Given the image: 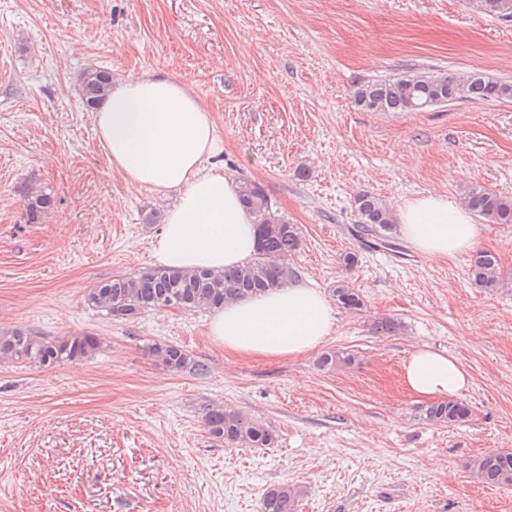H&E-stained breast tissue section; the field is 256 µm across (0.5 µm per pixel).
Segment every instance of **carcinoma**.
I'll return each mask as SVG.
<instances>
[{"instance_id":"1","label":"carcinoma","mask_w":512,"mask_h":512,"mask_svg":"<svg viewBox=\"0 0 512 512\" xmlns=\"http://www.w3.org/2000/svg\"><path fill=\"white\" fill-rule=\"evenodd\" d=\"M112 73L88 69L80 78V92L87 108L96 109L108 94ZM353 101L366 112L383 115L418 112L446 106L462 100L499 101L512 98V84L493 80L480 72L446 74L410 66L388 77L368 78L353 89ZM19 192L26 200V221L39 223L54 206V196L24 182ZM241 205L255 219L260 246L241 265L215 272L207 269L177 270L145 268L137 273L115 276L99 283L87 297L96 308L106 311L114 320H131L138 315L158 310L172 303L184 310H214L229 300H239L282 288L294 271L288 256L299 251L302 244L300 228L276 217L269 198L260 186L243 182L238 186ZM461 205L492 224H512V200L484 187L468 188ZM359 224L356 233L375 245L393 246L397 225L395 211L375 194L362 191L354 197ZM468 278L479 288H495L501 281L497 254L481 249L470 256ZM336 303L346 310H359L363 299L344 283L333 289ZM100 347L98 337L91 334L48 340L22 328H0V358L38 368L61 362H78ZM149 352L167 369L198 376L208 374L207 364L195 359L177 344L153 343ZM351 362V356L330 350L321 355L319 366L335 368ZM467 404L449 399L419 409L418 417L427 425H456L468 421ZM203 423L208 433L226 444L247 447H271L275 435L263 423L225 408L208 405L203 409ZM472 476L492 487L512 486V452L482 453L468 463ZM298 489L286 482L267 486L262 495V512H296Z\"/></svg>"}]
</instances>
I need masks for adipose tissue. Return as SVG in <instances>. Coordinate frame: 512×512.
<instances>
[{"label":"adipose tissue","mask_w":512,"mask_h":512,"mask_svg":"<svg viewBox=\"0 0 512 512\" xmlns=\"http://www.w3.org/2000/svg\"><path fill=\"white\" fill-rule=\"evenodd\" d=\"M108 161L138 186L176 191L152 257L157 266L223 270L250 258L254 218L236 185L208 160L222 151L210 110L185 82L147 70L113 86L94 118ZM402 237L422 255L448 260L476 246L483 230L469 210L439 193L405 203ZM335 322L325 295L311 285L283 288L224 304L209 334L225 351L277 359L323 344ZM408 390L423 400L461 395L469 376L447 351L415 348L403 364Z\"/></svg>","instance_id":"1"}]
</instances>
